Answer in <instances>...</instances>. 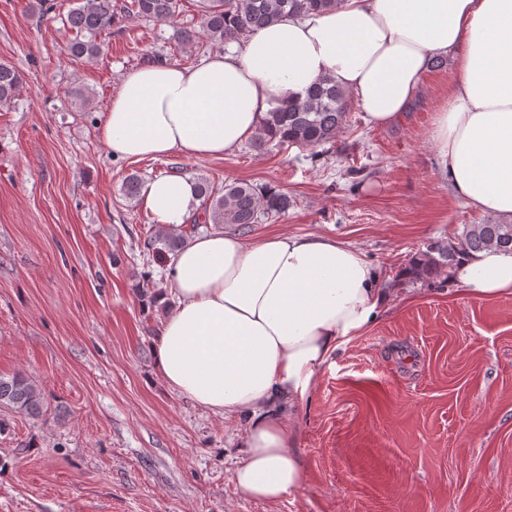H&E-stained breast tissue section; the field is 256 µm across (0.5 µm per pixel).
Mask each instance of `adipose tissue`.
<instances>
[{
    "label": "adipose tissue",
    "instance_id": "ef3b65f1",
    "mask_svg": "<svg viewBox=\"0 0 512 512\" xmlns=\"http://www.w3.org/2000/svg\"><path fill=\"white\" fill-rule=\"evenodd\" d=\"M454 61L433 121L440 165L466 205L512 218V0H337L289 17L192 66L154 62L125 73L102 125L126 159L219 158L255 131L281 98L304 99L329 76L365 120L389 127L423 90L434 57ZM141 201L177 229L200 213L196 182H146ZM475 298L512 294V253L489 248L453 271ZM178 303L156 338V367L172 391L242 418L245 455L232 480L275 503L301 490L307 469L285 406L308 400L322 367L388 307L362 253L336 239L278 233L246 239L211 230L174 257Z\"/></svg>",
    "mask_w": 512,
    "mask_h": 512
}]
</instances>
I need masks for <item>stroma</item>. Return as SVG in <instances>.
<instances>
[{
  "label": "stroma",
  "mask_w": 512,
  "mask_h": 512,
  "mask_svg": "<svg viewBox=\"0 0 512 512\" xmlns=\"http://www.w3.org/2000/svg\"><path fill=\"white\" fill-rule=\"evenodd\" d=\"M0 0V61L27 88L0 106V375L23 373L46 412L0 406V512H512V295L470 297L447 275L401 271L435 241L484 216L455 195L437 162L432 121L452 78L430 67L422 95L390 127L350 112L318 149L242 144L224 157L111 156L101 125L122 75L150 61L197 64L216 46L180 48L176 25L126 21L95 60H70L69 0ZM89 92L81 109L71 93ZM246 181L288 193V213L244 231L321 234L358 248L392 301L342 346L291 419L308 470L276 504L231 475L244 421L224 419L160 379L155 337L172 302L168 264L145 261L158 224L122 194L129 175Z\"/></svg>",
  "instance_id": "stroma-1"
}]
</instances>
